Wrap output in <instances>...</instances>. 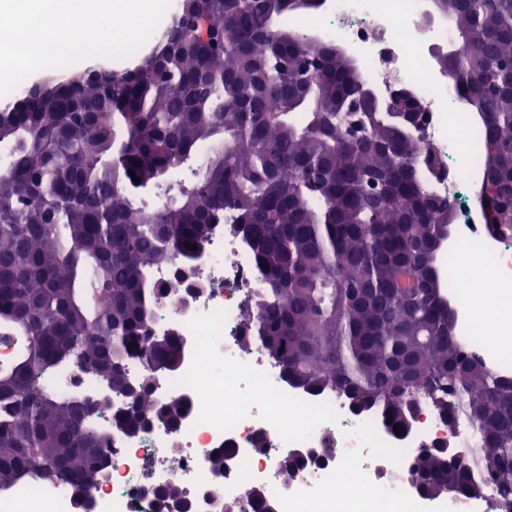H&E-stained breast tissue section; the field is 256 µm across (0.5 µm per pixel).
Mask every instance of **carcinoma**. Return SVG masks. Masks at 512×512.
I'll return each instance as SVG.
<instances>
[{
  "instance_id": "1",
  "label": "carcinoma",
  "mask_w": 512,
  "mask_h": 512,
  "mask_svg": "<svg viewBox=\"0 0 512 512\" xmlns=\"http://www.w3.org/2000/svg\"><path fill=\"white\" fill-rule=\"evenodd\" d=\"M318 0H190L146 66L50 81L0 109V490L23 476L91 491L107 436L88 371L123 396L117 424L149 425L150 388L122 365L177 366L147 336L153 270L195 257L229 220L250 241L271 300L247 314L285 377L334 389L408 427L427 403L467 426V460L426 455L424 495L490 487L512 512V380L450 338L437 267L451 202L413 112L368 95L354 61L282 24ZM455 27L448 78L483 125L487 224L512 234V0H433ZM135 177H130L129 172ZM140 182H135L134 178ZM483 409L478 414L477 409ZM264 508L254 490L224 512Z\"/></svg>"
}]
</instances>
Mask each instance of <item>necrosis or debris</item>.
<instances>
[{
	"instance_id": "1",
	"label": "necrosis or debris",
	"mask_w": 512,
	"mask_h": 512,
	"mask_svg": "<svg viewBox=\"0 0 512 512\" xmlns=\"http://www.w3.org/2000/svg\"><path fill=\"white\" fill-rule=\"evenodd\" d=\"M425 0H331L319 17L288 16L289 27L346 48L364 84L385 94L408 92L421 105L419 134L440 167L436 192L458 214L455 237L440 266L451 285L454 340L496 375L512 379V347L473 314L475 290L494 279L502 303L512 302V238L492 233L474 192L482 134L475 118L460 121L464 104L454 83L433 68L432 50L447 44L448 23L427 20ZM467 252L459 268L454 256ZM152 281L172 294L154 301V336L180 344L177 367L149 373L139 358L126 363L131 382L150 378L152 396L180 402L175 427L120 430L121 397L101 404L96 423L109 436V465L80 507L61 484L17 481L0 491V512H155L154 488L177 484L188 512H223L252 486L279 512H450L447 501L422 495L412 476L436 448L469 455L468 428L449 429L427 404L395 434L380 412L354 411L329 390L307 391L283 378L258 339H245L246 310L265 298L248 242L229 224L213 225L196 258L156 268ZM309 460L295 476L284 466L294 449ZM223 456L222 473L212 461Z\"/></svg>"
}]
</instances>
